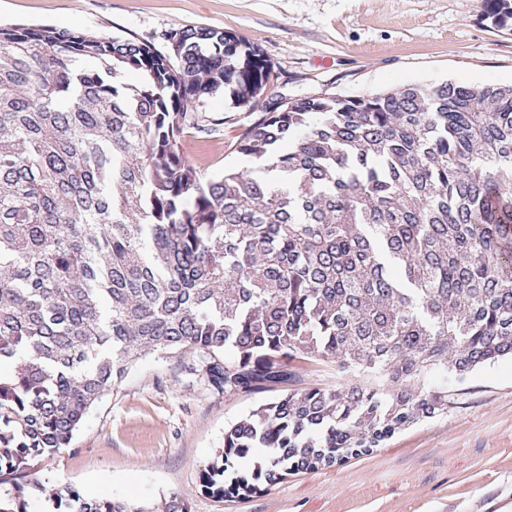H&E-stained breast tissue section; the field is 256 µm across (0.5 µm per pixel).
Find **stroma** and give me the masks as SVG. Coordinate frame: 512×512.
Instances as JSON below:
<instances>
[{
    "mask_svg": "<svg viewBox=\"0 0 512 512\" xmlns=\"http://www.w3.org/2000/svg\"><path fill=\"white\" fill-rule=\"evenodd\" d=\"M481 0H0V24L134 34L159 50L166 32L204 26L257 46L273 66L266 98L369 96L446 79L512 83V30L480 18ZM262 106L229 97L198 105L185 156L210 177L248 166L236 149ZM150 355L88 412L69 447L19 478L28 512H55L45 489L157 502L176 492L189 512H500L512 503V358L455 383L448 413L395 434L372 453L288 477L244 502L202 491L229 424L276 399L224 394Z\"/></svg>",
    "mask_w": 512,
    "mask_h": 512,
    "instance_id": "stroma-1",
    "label": "stroma"
}]
</instances>
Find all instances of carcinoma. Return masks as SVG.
Returning a JSON list of instances; mask_svg holds the SVG:
<instances>
[{
	"label": "carcinoma",
	"instance_id": "obj_1",
	"mask_svg": "<svg viewBox=\"0 0 512 512\" xmlns=\"http://www.w3.org/2000/svg\"><path fill=\"white\" fill-rule=\"evenodd\" d=\"M482 19L512 28V0ZM176 35L163 53L0 25V358L26 363L0 377V485L68 447L148 354H191L180 372L219 393L284 390L203 471L227 500L448 413L453 381L512 356V84L280 100L238 136L256 166L206 178L180 149L198 103H253L272 65L222 30ZM311 359L353 379L298 389L291 362ZM49 499L188 512L175 492ZM0 512H28L20 487Z\"/></svg>",
	"mask_w": 512,
	"mask_h": 512
}]
</instances>
